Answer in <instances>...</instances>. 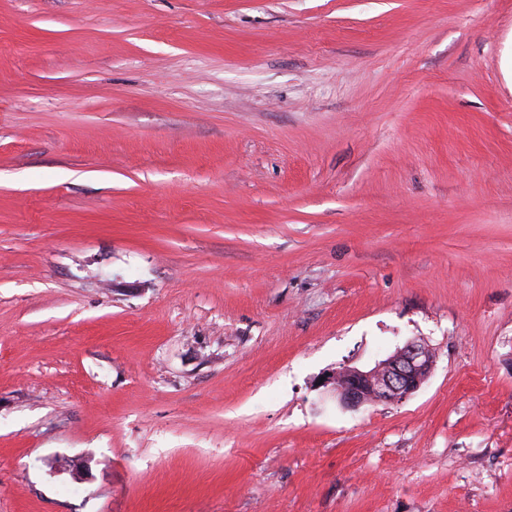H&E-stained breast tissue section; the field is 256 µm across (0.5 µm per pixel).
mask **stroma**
Instances as JSON below:
<instances>
[{
  "instance_id": "obj_1",
  "label": "stroma",
  "mask_w": 512,
  "mask_h": 512,
  "mask_svg": "<svg viewBox=\"0 0 512 512\" xmlns=\"http://www.w3.org/2000/svg\"><path fill=\"white\" fill-rule=\"evenodd\" d=\"M0 512H512V0H0ZM435 356L422 340H410L374 366H344L329 373L322 386L346 408L401 403L418 392L430 378Z\"/></svg>"
}]
</instances>
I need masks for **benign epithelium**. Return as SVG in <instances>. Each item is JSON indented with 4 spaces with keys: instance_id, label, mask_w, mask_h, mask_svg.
Here are the masks:
<instances>
[{
    "instance_id": "obj_1",
    "label": "benign epithelium",
    "mask_w": 512,
    "mask_h": 512,
    "mask_svg": "<svg viewBox=\"0 0 512 512\" xmlns=\"http://www.w3.org/2000/svg\"><path fill=\"white\" fill-rule=\"evenodd\" d=\"M435 356L422 340H410L374 366H344L329 373L323 387L346 408L401 403L418 392L430 378Z\"/></svg>"
}]
</instances>
